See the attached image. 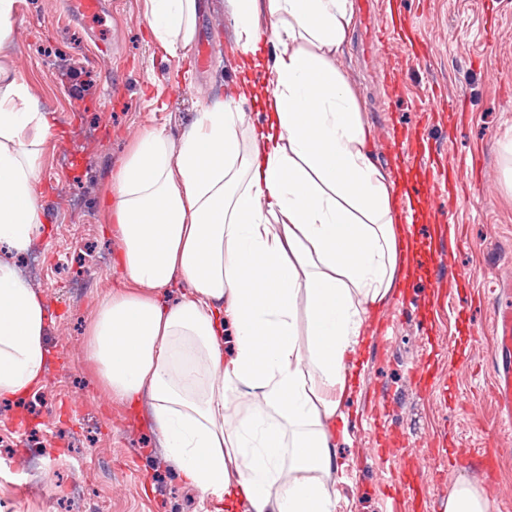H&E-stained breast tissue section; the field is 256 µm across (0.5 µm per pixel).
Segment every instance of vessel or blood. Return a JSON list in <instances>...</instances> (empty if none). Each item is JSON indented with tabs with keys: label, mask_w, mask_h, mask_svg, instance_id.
Instances as JSON below:
<instances>
[{
	"label": "vessel or blood",
	"mask_w": 512,
	"mask_h": 512,
	"mask_svg": "<svg viewBox=\"0 0 512 512\" xmlns=\"http://www.w3.org/2000/svg\"><path fill=\"white\" fill-rule=\"evenodd\" d=\"M376 52L384 62L386 95L395 100L402 97L407 83L401 73V60L392 50L393 44L419 45L423 39L415 33L408 23L404 11V0H388V7L383 20L375 25ZM387 148L399 158L405 168L420 167L426 174L422 180L413 184L399 186L397 198L403 211H410L413 204L420 203L432 213L447 216L453 210L457 199V190L467 182L477 180V171L448 165L437 161L433 156L429 141L421 127H407L393 123L387 139ZM444 234L443 225L432 227L431 236L437 244L430 259V268L434 276L431 287L441 285L440 273L452 270L455 265V245L440 244ZM495 348L502 356L501 365L496 366L497 381L493 390L494 400L498 406L502 426L512 425V304L499 309L495 322Z\"/></svg>",
	"instance_id": "vessel-or-blood-1"
}]
</instances>
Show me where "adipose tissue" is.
I'll use <instances>...</instances> for the list:
<instances>
[{
  "label": "adipose tissue",
  "mask_w": 512,
  "mask_h": 512,
  "mask_svg": "<svg viewBox=\"0 0 512 512\" xmlns=\"http://www.w3.org/2000/svg\"><path fill=\"white\" fill-rule=\"evenodd\" d=\"M163 52L187 57L200 0H146ZM264 5L280 45L264 125L242 152L218 103L172 143L145 130L104 200L125 286L108 294L86 359L104 391L149 404L163 454L216 508L334 512L355 416L354 356L370 311L406 264L403 216L338 68L352 0H235L242 53ZM16 0H0V399L42 383L50 317L12 258L46 228L39 169L46 112L11 67ZM258 267L260 283L245 266ZM188 287L174 303L163 294ZM232 344H225L226 329Z\"/></svg>",
  "instance_id": "ef3b65f1"
}]
</instances>
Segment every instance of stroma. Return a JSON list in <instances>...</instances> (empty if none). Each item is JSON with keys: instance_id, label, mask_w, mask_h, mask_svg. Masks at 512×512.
<instances>
[{"instance_id": "obj_1", "label": "stroma", "mask_w": 512, "mask_h": 512, "mask_svg": "<svg viewBox=\"0 0 512 512\" xmlns=\"http://www.w3.org/2000/svg\"><path fill=\"white\" fill-rule=\"evenodd\" d=\"M353 0L354 27L341 52L309 44L344 75L370 132L367 147L389 177L402 167L386 159L389 118L423 126L432 147L456 165L479 157L481 184L457 201L460 241L449 293L428 283V239L421 212L411 226L417 254L393 292L367 321L360 345V414L352 440L340 444L346 465L335 512H440L441 496L416 495L418 484L451 489L470 481L489 512H512V432L500 430L492 398L494 311L512 295V0H405L426 57L405 58L407 97L389 101L384 67L368 50L363 7ZM231 0H205L198 18L197 55L162 52L148 27L146 0H108L101 17L69 15L65 0H17L12 65L34 87L53 117L39 172L48 212L42 237L20 262L42 296L51 321L49 363L43 382L26 397L0 400V512H204L198 491L185 486L161 457L144 414L110 398L85 360L88 328L100 300L122 287L114 264L120 242L110 236L102 200L139 135L162 127L172 140L198 112L217 102L251 115L248 137L264 114L253 102L225 94L237 70L229 60L236 32ZM466 109L447 120L449 102ZM394 330L380 335L384 320ZM427 363L428 390L413 367ZM493 434L500 449L491 476L454 467L449 453L466 454ZM414 448L393 456L400 437ZM386 452H379V445ZM37 464L27 473L25 464Z\"/></svg>"}]
</instances>
